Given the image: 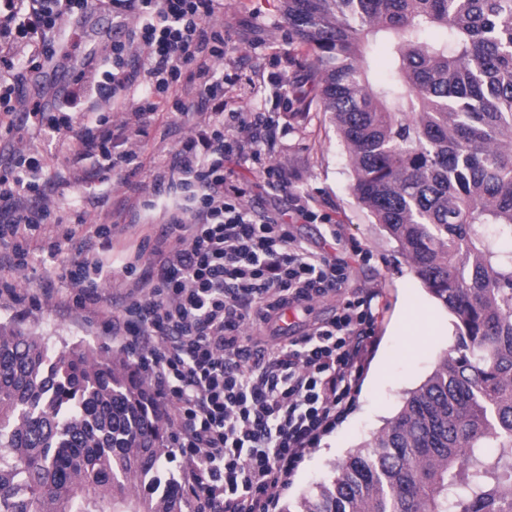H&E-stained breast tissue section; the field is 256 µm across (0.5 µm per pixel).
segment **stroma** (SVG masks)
Listing matches in <instances>:
<instances>
[{
  "label": "stroma",
  "mask_w": 512,
  "mask_h": 512,
  "mask_svg": "<svg viewBox=\"0 0 512 512\" xmlns=\"http://www.w3.org/2000/svg\"><path fill=\"white\" fill-rule=\"evenodd\" d=\"M224 25V70L239 76L224 90L225 111L275 112L280 116L278 125L263 131L262 136L267 158L281 165L287 189L272 191L254 170H245L251 182L250 207L279 211L300 239L345 258L351 266L346 294H381L378 339L361 392L336 428L305 455L281 495L280 512H296L301 499L314 496L319 485L331 483L337 464L377 434L397 413L407 393L433 372L453 342L454 327L451 316L429 296L394 244L354 199L348 154L320 104L318 76L306 61L307 50L288 32L282 0H224ZM277 70L283 72L290 87L284 102L266 81L268 72ZM185 101L187 114L149 126L138 171L114 177L110 192L97 197L79 179L81 166L73 154L60 152L54 140L25 131L9 136L8 142L39 149L46 174L66 176V183L57 186L53 196L64 221L72 223L81 216L90 224H116L119 203L136 201L139 191H151L156 162L170 156L199 122L203 109L199 97L192 92L186 94ZM299 201L329 218L336 228L335 239L324 238L325 225L308 223L298 215L295 204ZM153 231V225L146 224L137 233ZM134 234L116 224L112 244L103 250L114 268L126 263ZM73 258V251L66 248L55 258L38 256L27 268L7 274V281L18 290L37 293L41 301L20 316L1 297L0 324L21 328L53 348L82 344L117 354L102 317L73 305H58L64 288L58 273Z\"/></svg>",
  "instance_id": "35a3bbf8"
}]
</instances>
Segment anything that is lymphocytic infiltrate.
<instances>
[{
  "mask_svg": "<svg viewBox=\"0 0 512 512\" xmlns=\"http://www.w3.org/2000/svg\"><path fill=\"white\" fill-rule=\"evenodd\" d=\"M112 15V44L87 53L102 78L90 105L29 97V72L77 50L91 9ZM223 0H0V134L21 127L59 137L61 149L98 160L89 181L109 187L114 172L136 165L134 137L163 114L185 113L178 91H197L205 112L157 182L176 196L155 235L140 239L124 269L130 280L112 307L102 281L115 277L98 257L112 227L76 237L47 203L51 191L34 149L0 154V270L28 266L41 239L48 256L73 245L64 269L68 298L107 318L112 340L135 356L158 410L175 433L185 487L198 512H276L288 481L355 402L380 316L362 296L342 299L347 261L298 241L290 225L243 204L248 181L233 164L251 160L272 188L280 169L266 161L253 129L269 112L224 109ZM135 26H128V17ZM130 106L133 122L112 128L100 102ZM149 258L153 275L137 276ZM336 295L335 315L293 335L279 312ZM255 326L252 334L244 326Z\"/></svg>",
  "mask_w": 512,
  "mask_h": 512,
  "instance_id": "1",
  "label": "lymphocytic infiltrate"
}]
</instances>
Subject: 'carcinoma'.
Masks as SVG:
<instances>
[{
  "mask_svg": "<svg viewBox=\"0 0 512 512\" xmlns=\"http://www.w3.org/2000/svg\"><path fill=\"white\" fill-rule=\"evenodd\" d=\"M284 16L352 195L455 331L297 512H512V0H284ZM167 440L133 360L0 326V512H185Z\"/></svg>",
  "mask_w": 512,
  "mask_h": 512,
  "instance_id": "carcinoma-1",
  "label": "carcinoma"
}]
</instances>
